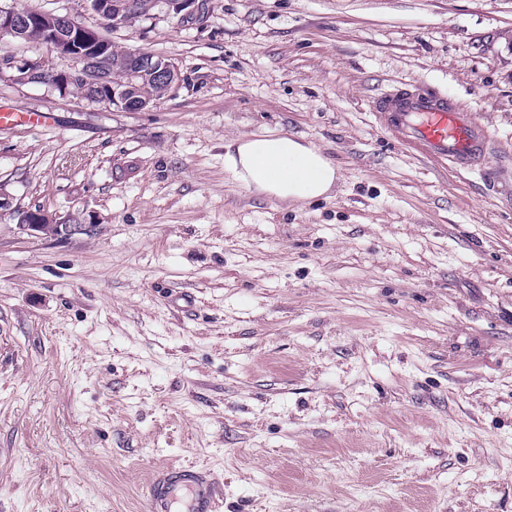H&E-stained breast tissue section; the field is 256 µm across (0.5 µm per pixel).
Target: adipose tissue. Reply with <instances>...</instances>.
Here are the masks:
<instances>
[{
    "instance_id": "obj_1",
    "label": "adipose tissue",
    "mask_w": 512,
    "mask_h": 512,
    "mask_svg": "<svg viewBox=\"0 0 512 512\" xmlns=\"http://www.w3.org/2000/svg\"><path fill=\"white\" fill-rule=\"evenodd\" d=\"M224 164L254 194L297 204L329 197L339 180L335 165L321 150L288 135L236 139Z\"/></svg>"
}]
</instances>
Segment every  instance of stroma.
<instances>
[{"label":"stroma","mask_w":512,"mask_h":512,"mask_svg":"<svg viewBox=\"0 0 512 512\" xmlns=\"http://www.w3.org/2000/svg\"><path fill=\"white\" fill-rule=\"evenodd\" d=\"M181 80L149 110L0 76V512H145L168 465L220 512H512V179L370 114L448 93L512 165V0H208L108 31ZM289 135L330 198L256 196L232 140ZM39 207L89 234L20 224ZM51 124V117L46 112H14L0 106V128L25 126L29 128L45 127Z\"/></svg>","instance_id":"1"}]
</instances>
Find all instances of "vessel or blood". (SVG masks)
<instances>
[{
	"label": "vessel or blood",
	"mask_w": 512,
	"mask_h": 512,
	"mask_svg": "<svg viewBox=\"0 0 512 512\" xmlns=\"http://www.w3.org/2000/svg\"><path fill=\"white\" fill-rule=\"evenodd\" d=\"M381 131L428 161L463 172L485 173L493 148L489 133L448 97L420 86H398L379 95L373 106ZM46 112H16L0 106V128L50 125ZM217 484L195 466H169L154 474L145 493L146 512H218Z\"/></svg>",
	"instance_id": "vessel-or-blood-1"
}]
</instances>
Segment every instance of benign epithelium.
Returning <instances> with one entry per match:
<instances>
[{"mask_svg": "<svg viewBox=\"0 0 512 512\" xmlns=\"http://www.w3.org/2000/svg\"><path fill=\"white\" fill-rule=\"evenodd\" d=\"M162 4L167 7L168 14L182 20L194 17L206 9L204 0H149L144 5L145 16H150L152 10ZM130 5L131 0H90L91 10L102 24L114 29L123 27V17ZM32 26L42 32L46 44L73 61V70L57 74L50 85L59 90L81 85L89 101L94 104L123 112H141L165 97L180 81L178 70L162 58L153 62L151 71L155 80L148 81L146 71L142 68V55L134 53L127 60L124 81L114 84L98 68L101 59L112 52V44L97 29L66 15L35 10L26 16L13 5H0L1 33L14 40H22ZM5 70L15 71L13 80L19 84L44 83V67L38 60L21 59L4 53L0 55V73ZM20 223L22 227L45 237L91 231V227L82 224H58L41 209L23 212Z\"/></svg>", "mask_w": 512, "mask_h": 512, "instance_id": "7a95c632", "label": "benign epithelium"}]
</instances>
